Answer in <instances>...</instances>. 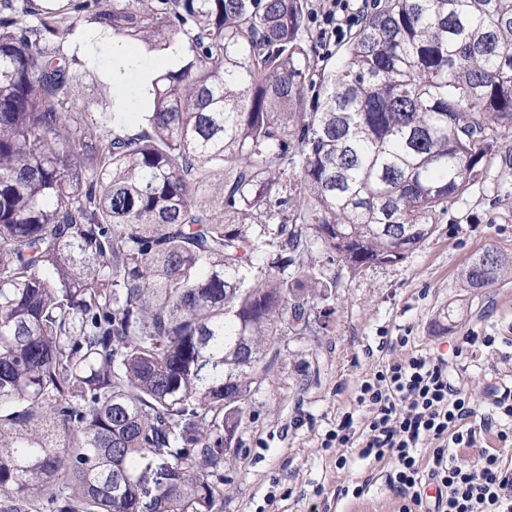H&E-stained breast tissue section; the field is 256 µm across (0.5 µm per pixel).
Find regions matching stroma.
Wrapping results in <instances>:
<instances>
[{"mask_svg": "<svg viewBox=\"0 0 512 512\" xmlns=\"http://www.w3.org/2000/svg\"><path fill=\"white\" fill-rule=\"evenodd\" d=\"M98 58L82 77L86 99L98 105L96 119L111 120L116 91L106 78L117 39L97 41ZM128 75L125 129L136 128L149 98L139 92L142 71L166 69L163 53L135 49ZM512 258V168L486 161L478 182L441 215L434 234L395 265L337 269L329 330L287 338L266 381L250 398L224 461V512H312L315 491L329 512H397L389 466L351 461L337 468L335 449L321 441L345 412L352 411L359 380L400 349L391 338L411 335L418 348L439 352L478 333L512 339V273L483 288L468 287L461 271L485 250ZM460 383L475 400L512 385V361L489 350L450 358ZM368 481L362 497L334 499L337 485Z\"/></svg>", "mask_w": 512, "mask_h": 512, "instance_id": "1", "label": "stroma"}]
</instances>
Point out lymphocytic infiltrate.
Segmentation results:
<instances>
[{
	"mask_svg": "<svg viewBox=\"0 0 512 512\" xmlns=\"http://www.w3.org/2000/svg\"><path fill=\"white\" fill-rule=\"evenodd\" d=\"M354 23L348 0H326L318 24L322 43L342 41ZM396 342L406 356L358 383L355 402L367 412L363 430H355L348 412L322 442L337 449V468L355 458L389 460L399 512L422 506L426 480L438 490L431 512H512V387L491 392L487 412H480L453 381L443 355L408 351L406 336ZM489 431L501 449L482 450L472 463L459 456Z\"/></svg>",
	"mask_w": 512,
	"mask_h": 512,
	"instance_id": "lymphocytic-infiltrate-1",
	"label": "lymphocytic infiltrate"
}]
</instances>
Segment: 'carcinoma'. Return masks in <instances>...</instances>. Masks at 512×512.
Masks as SVG:
<instances>
[{"label": "carcinoma", "mask_w": 512, "mask_h": 512, "mask_svg": "<svg viewBox=\"0 0 512 512\" xmlns=\"http://www.w3.org/2000/svg\"><path fill=\"white\" fill-rule=\"evenodd\" d=\"M307 18L0 0V512H223L224 431L283 339L328 328L330 266L403 260L488 154L512 166V0H375L317 80ZM82 21L183 48L135 131L80 105ZM509 270L489 249L463 277Z\"/></svg>", "instance_id": "carcinoma-1"}]
</instances>
